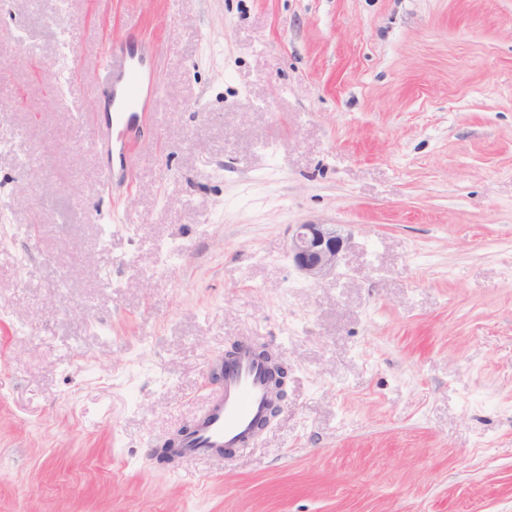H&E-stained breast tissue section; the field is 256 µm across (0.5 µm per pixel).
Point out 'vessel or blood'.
Masks as SVG:
<instances>
[{
    "mask_svg": "<svg viewBox=\"0 0 512 512\" xmlns=\"http://www.w3.org/2000/svg\"><path fill=\"white\" fill-rule=\"evenodd\" d=\"M112 110L97 124L91 141L95 153L112 155L121 135L138 130L153 95L144 92L133 54L110 55L105 68ZM267 364L243 347L226 369L222 388L211 394L206 410L192 423L171 453L182 460L222 457L224 449L247 444L255 423L264 415L269 397Z\"/></svg>",
    "mask_w": 512,
    "mask_h": 512,
    "instance_id": "obj_1",
    "label": "vessel or blood"
}]
</instances>
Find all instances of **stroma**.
Segmentation results:
<instances>
[{
	"label": "stroma",
	"instance_id": "1",
	"mask_svg": "<svg viewBox=\"0 0 512 512\" xmlns=\"http://www.w3.org/2000/svg\"><path fill=\"white\" fill-rule=\"evenodd\" d=\"M142 43L158 121L106 188ZM0 50V512H512V0H0ZM308 221L347 240L316 284ZM246 339L279 415L159 462ZM105 80L110 86L112 112L95 126L91 147L97 154L111 157L119 137L137 132L153 98L147 88L132 53L111 54L105 68ZM343 247L344 238L335 225L309 222L294 225L288 253L300 273L317 283L336 270Z\"/></svg>",
	"mask_w": 512,
	"mask_h": 512
}]
</instances>
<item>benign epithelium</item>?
<instances>
[{
    "mask_svg": "<svg viewBox=\"0 0 512 512\" xmlns=\"http://www.w3.org/2000/svg\"><path fill=\"white\" fill-rule=\"evenodd\" d=\"M344 238L334 224L309 222L296 224L289 236L288 253L295 267L309 281L317 283L332 274L341 260ZM268 362L270 401L264 419L254 427L253 435H258L281 410V402L286 395L288 372L266 349L256 348Z\"/></svg>",
    "mask_w": 512,
    "mask_h": 512,
    "instance_id": "1",
    "label": "benign epithelium"
}]
</instances>
